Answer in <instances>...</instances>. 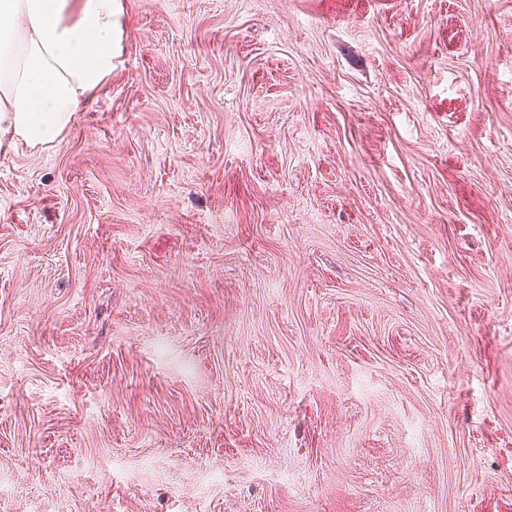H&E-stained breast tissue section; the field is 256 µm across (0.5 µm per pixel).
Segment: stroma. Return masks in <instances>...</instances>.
Wrapping results in <instances>:
<instances>
[{"mask_svg": "<svg viewBox=\"0 0 512 512\" xmlns=\"http://www.w3.org/2000/svg\"><path fill=\"white\" fill-rule=\"evenodd\" d=\"M124 5L0 154V512H512V0Z\"/></svg>", "mask_w": 512, "mask_h": 512, "instance_id": "stroma-1", "label": "stroma"}]
</instances>
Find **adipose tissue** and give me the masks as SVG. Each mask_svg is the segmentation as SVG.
Instances as JSON below:
<instances>
[{"label":"adipose tissue","mask_w":512,"mask_h":512,"mask_svg":"<svg viewBox=\"0 0 512 512\" xmlns=\"http://www.w3.org/2000/svg\"><path fill=\"white\" fill-rule=\"evenodd\" d=\"M122 0H0V149L47 145L122 55Z\"/></svg>","instance_id":"ef3b65f1"}]
</instances>
